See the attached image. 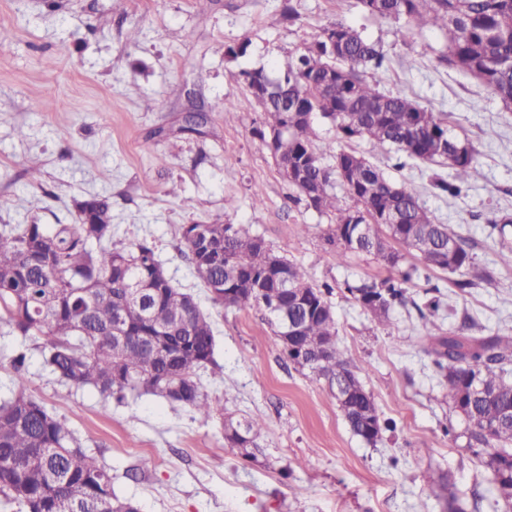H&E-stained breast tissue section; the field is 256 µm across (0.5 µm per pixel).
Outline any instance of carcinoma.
<instances>
[{
    "instance_id": "1",
    "label": "carcinoma",
    "mask_w": 512,
    "mask_h": 512,
    "mask_svg": "<svg viewBox=\"0 0 512 512\" xmlns=\"http://www.w3.org/2000/svg\"><path fill=\"white\" fill-rule=\"evenodd\" d=\"M363 12L405 20L407 31L424 28L448 35L443 66L477 80L503 108L512 110V0H359ZM336 44L314 36L288 56L277 79L278 91L263 106L266 121L256 131L286 132L276 155L292 172L277 167L284 182L307 207L333 216L326 241L336 258L351 253L374 256L395 268L401 250L430 269L466 276L475 258L464 237L437 221L408 182L394 183L355 150L314 145L313 126L293 120L298 104L322 113L342 140L363 138L375 149L395 148L429 164H448L452 179L434 174L441 195L458 196L476 167L473 147L448 132L442 114L405 94L378 88L385 69L381 46L343 23L331 25ZM330 154L334 164L323 162ZM353 201L343 208L335 188ZM78 220L23 224L0 235V323L27 340L46 337L44 363L72 389L92 388L104 402L123 404L130 396L153 395L209 420L224 414V404L201 390L198 372L217 366L214 324L190 293L177 288L157 259L155 247L112 242V207L92 196L75 202ZM386 228L387 234L378 227ZM191 239L181 233L184 254L206 288L209 300L226 309L280 303L300 325L299 341L317 354L301 369L326 381L329 390L344 383L351 398L338 401L352 433L373 443L364 419L380 420L372 393L360 380L361 368L337 339L330 301L333 288L313 283L301 265L272 250L244 224H192ZM286 279L298 305L275 277ZM402 280L346 285L364 309L387 322L406 303ZM127 317L120 334L117 320ZM425 352L448 386V399L469 425L470 444L493 472L512 512V339L499 333L460 336L424 328ZM28 348L12 358L13 396L0 404V495L4 505L24 512H139L131 499L112 492V475L98 458L76 444L64 421L28 394Z\"/></svg>"
}]
</instances>
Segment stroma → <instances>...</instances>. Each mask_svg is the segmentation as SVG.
<instances>
[{
	"instance_id": "obj_1",
	"label": "stroma",
	"mask_w": 512,
	"mask_h": 512,
	"mask_svg": "<svg viewBox=\"0 0 512 512\" xmlns=\"http://www.w3.org/2000/svg\"><path fill=\"white\" fill-rule=\"evenodd\" d=\"M287 1L295 20L281 15ZM336 21L381 41L383 91L443 113L451 135L474 148L476 170L452 197L432 188L433 166L353 143L390 180L413 182L424 206L472 244L491 280L461 289L456 275L410 254L394 269L362 253L337 263L325 240L329 217L297 201L255 136L264 114L245 73L276 74ZM404 27L367 15L358 0H0V32L9 36L0 46V231L72 224L74 199L107 197L114 241L152 242L174 285L215 322L222 371L200 381L224 414L206 421L152 395L106 405L92 389L68 390L42 363L43 338L31 341L29 394L66 420L110 470L115 495L136 500L140 512H440L431 483L443 474L466 512H501L493 475L470 451L467 424L419 337L435 298L443 330L512 335V268L497 264L490 225L512 215V111L439 65L446 33ZM227 99L237 108L229 124L217 109ZM38 100L45 109L34 110ZM190 110L208 113L202 132L181 131ZM258 187L260 206L252 203ZM213 222L249 225L314 283L332 286L338 341L361 363L390 424L376 444L351 432L324 380L288 360L264 308L211 304L182 254L181 227ZM407 270V303L386 322L345 290ZM249 415L265 421L254 460L224 441L226 419ZM307 455L311 464L299 467Z\"/></svg>"
}]
</instances>
